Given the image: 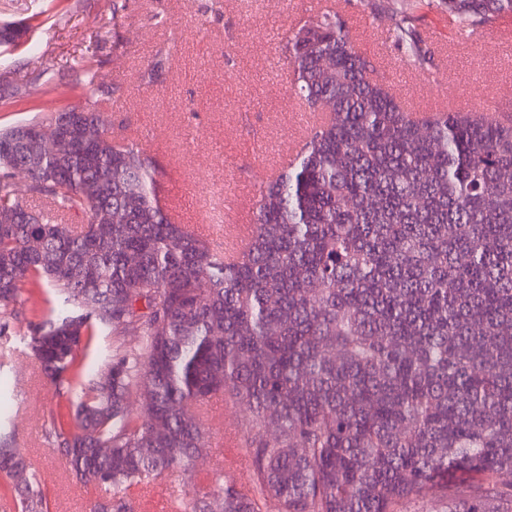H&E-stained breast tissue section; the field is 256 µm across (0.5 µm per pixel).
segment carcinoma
<instances>
[{"label":"carcinoma","instance_id":"cac0c4a2","mask_svg":"<svg viewBox=\"0 0 512 512\" xmlns=\"http://www.w3.org/2000/svg\"><path fill=\"white\" fill-rule=\"evenodd\" d=\"M444 4L463 29L512 14ZM389 21L433 63L407 18ZM286 49L300 106L325 119L260 189L237 262L169 217L139 144L105 128L51 154L0 131V211L15 216L0 222V324L46 295L18 342L74 407L45 434L76 482L112 488L91 512H136L132 487L185 474L218 393L247 407L252 484L216 469L184 512H512V118L416 115L335 11ZM59 118L31 124L53 134ZM103 326L138 344L80 363ZM0 477L20 512H48L7 430Z\"/></svg>","mask_w":512,"mask_h":512}]
</instances>
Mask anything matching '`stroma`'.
I'll return each mask as SVG.
<instances>
[{
	"label": "stroma",
	"mask_w": 512,
	"mask_h": 512,
	"mask_svg": "<svg viewBox=\"0 0 512 512\" xmlns=\"http://www.w3.org/2000/svg\"><path fill=\"white\" fill-rule=\"evenodd\" d=\"M0 0V25L21 37L0 43V128L40 109L93 104L113 134H133L160 170V196L175 218L203 237L235 242L251 223L266 175L298 149L312 122L289 77L286 43L322 9L344 16L358 48L418 109L455 99L464 112L512 108V14L459 31L442 0ZM409 12L430 44L422 68L389 32L386 17ZM92 59L87 82L78 64ZM165 66L158 78L148 71ZM19 321L0 332V418L33 463L50 512H89L104 488L73 482L45 436L60 396L34 358L11 352ZM244 408L214 397L207 408L212 446L172 483L135 488L138 512H167L171 487H207L224 458L225 434L237 433Z\"/></svg>",
	"instance_id": "1"
}]
</instances>
